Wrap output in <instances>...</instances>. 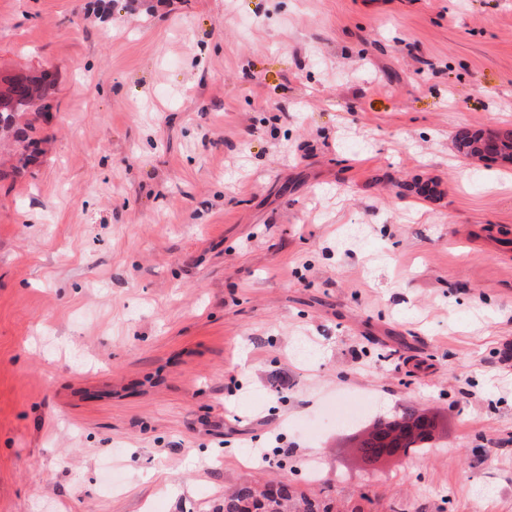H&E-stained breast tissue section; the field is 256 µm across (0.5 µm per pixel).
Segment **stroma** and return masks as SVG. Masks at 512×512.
<instances>
[{
	"label": "stroma",
	"instance_id": "stroma-1",
	"mask_svg": "<svg viewBox=\"0 0 512 512\" xmlns=\"http://www.w3.org/2000/svg\"><path fill=\"white\" fill-rule=\"evenodd\" d=\"M41 74L37 160L0 155V512H512V166L455 143L512 126V0H0V79ZM348 402L446 431L367 468ZM483 134L482 132H471L469 130H462L457 134L459 146L467 156L487 160L483 152ZM280 500H266L259 487L242 485L229 495H224V512H320L319 505L309 498L300 496V501L293 497L287 484H281Z\"/></svg>",
	"mask_w": 512,
	"mask_h": 512
}]
</instances>
